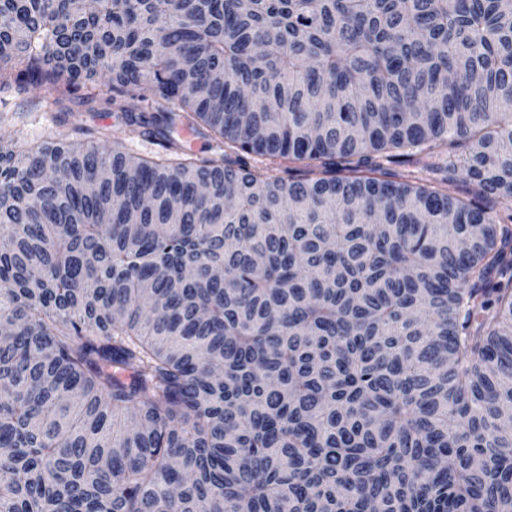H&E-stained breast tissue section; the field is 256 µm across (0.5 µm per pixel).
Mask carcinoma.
<instances>
[{
  "label": "carcinoma",
  "mask_w": 512,
  "mask_h": 512,
  "mask_svg": "<svg viewBox=\"0 0 512 512\" xmlns=\"http://www.w3.org/2000/svg\"><path fill=\"white\" fill-rule=\"evenodd\" d=\"M81 73L160 151L0 142V512H512V0H0Z\"/></svg>",
  "instance_id": "obj_1"
}]
</instances>
